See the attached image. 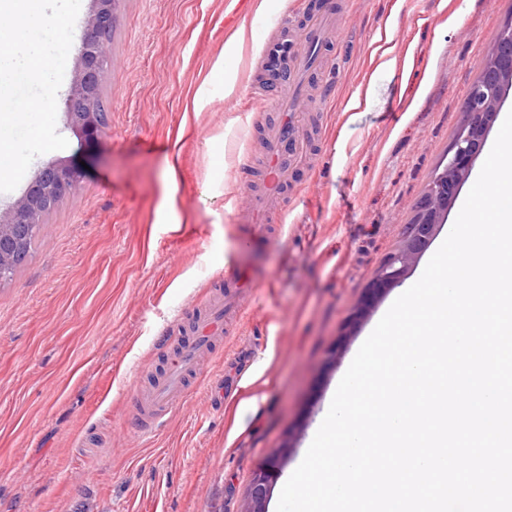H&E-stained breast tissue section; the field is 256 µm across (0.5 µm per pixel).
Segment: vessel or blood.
I'll return each mask as SVG.
<instances>
[{"label": "vessel or blood", "instance_id": "vessel-or-blood-1", "mask_svg": "<svg viewBox=\"0 0 512 512\" xmlns=\"http://www.w3.org/2000/svg\"><path fill=\"white\" fill-rule=\"evenodd\" d=\"M341 13V0H328L325 8L310 15L302 28L276 20L272 24V36L263 44L260 65L268 85L263 94L251 97V109L275 113L276 120L267 131L264 155L252 167L238 206L256 234H264L283 223L282 199L288 191V169L309 154L304 133L307 122L299 113L305 92L302 77L308 63L300 59L298 49L303 46L316 51L325 43L341 42L345 34L338 21ZM224 286L223 298L206 302L202 317L193 325L192 339L172 349L165 374L154 379L142 393L137 408L138 434L151 432L165 415L180 405L187 392V378L201 374L204 356L224 334L225 313L239 312L242 298L254 288L238 272L225 276Z\"/></svg>", "mask_w": 512, "mask_h": 512}]
</instances>
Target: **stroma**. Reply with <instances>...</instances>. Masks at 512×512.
<instances>
[{"instance_id":"obj_1","label":"stroma","mask_w":512,"mask_h":512,"mask_svg":"<svg viewBox=\"0 0 512 512\" xmlns=\"http://www.w3.org/2000/svg\"><path fill=\"white\" fill-rule=\"evenodd\" d=\"M323 5L251 0L228 57L231 0H119L106 136L89 144L58 115L68 147L0 193L2 211L46 162L90 165L0 284V512H241L284 446L266 504L276 512L353 357L434 254L363 308L512 18V0H345V42L306 74L311 96L333 92L311 111L318 164L289 171L282 228L261 237L232 201L271 122L247 109L266 22L300 26ZM228 269L256 291L180 406L154 435L134 434L165 339L190 340Z\"/></svg>"}]
</instances>
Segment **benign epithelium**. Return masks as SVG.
I'll use <instances>...</instances> for the list:
<instances>
[{"instance_id": "benign-epithelium-1", "label": "benign epithelium", "mask_w": 512, "mask_h": 512, "mask_svg": "<svg viewBox=\"0 0 512 512\" xmlns=\"http://www.w3.org/2000/svg\"><path fill=\"white\" fill-rule=\"evenodd\" d=\"M118 0H95L93 13L79 36L80 66L68 94L67 122L91 140L104 135L105 124L97 103L106 69L112 64L110 34L116 19ZM512 91V19L503 23L486 63L471 85L460 129L454 138L441 172L432 189L415 207V223L408 226L400 249L386 260L368 287L366 304L385 289L398 284L411 264L426 250L438 225L444 223L455 200L459 183L467 179L480 155L505 97ZM85 178L83 168L49 162L42 167L27 191L9 211L0 214V283L9 264L10 244L20 229L28 226L42 231L45 203L73 194ZM285 448L270 453L267 466L252 482L242 512H265L270 487L277 477Z\"/></svg>"}]
</instances>
